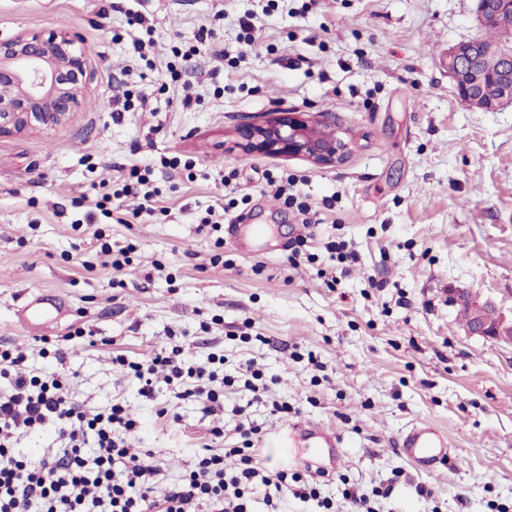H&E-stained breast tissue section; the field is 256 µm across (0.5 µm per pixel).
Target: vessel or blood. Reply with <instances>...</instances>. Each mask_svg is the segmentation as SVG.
<instances>
[{
	"label": "vessel or blood",
	"mask_w": 512,
	"mask_h": 512,
	"mask_svg": "<svg viewBox=\"0 0 512 512\" xmlns=\"http://www.w3.org/2000/svg\"><path fill=\"white\" fill-rule=\"evenodd\" d=\"M67 307L56 294L33 296L18 313L19 321L30 328H40L63 318ZM304 443L303 464L308 470L336 472L342 464L341 437L336 431L311 423L290 425L288 431L270 440L269 446L279 462H287L296 441ZM402 455L424 471L447 465L452 444L436 426L417 422L405 430L397 441Z\"/></svg>",
	"instance_id": "b4317fda"
}]
</instances>
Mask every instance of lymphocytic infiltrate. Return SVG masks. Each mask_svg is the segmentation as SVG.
I'll return each mask as SVG.
<instances>
[{"label":"lymphocytic infiltrate","mask_w":512,"mask_h":512,"mask_svg":"<svg viewBox=\"0 0 512 512\" xmlns=\"http://www.w3.org/2000/svg\"><path fill=\"white\" fill-rule=\"evenodd\" d=\"M153 175L152 167H131L121 189L101 193L86 222L111 217V201L128 195L141 197L142 210L153 211L158 195ZM182 354L175 345L123 366L145 399H153L161 377L169 384L183 383L180 399L197 402L203 414L220 410L233 377H218L204 364H186ZM71 380L68 373L16 376L10 391L0 392V512H200L204 505L210 512H252V494L259 488L268 512H281L290 497L330 512L332 503L322 497L315 479L266 467L253 446L262 428L242 407L235 410L240 446L199 454L163 499L152 498L160 469L151 454H132L125 445L137 421L119 402L103 411L87 408L71 394ZM47 425L55 429L60 448L38 463L25 461L15 451L18 438ZM228 458L235 461L229 469L224 466Z\"/></svg>","instance_id":"lymphocytic-infiltrate-1"}]
</instances>
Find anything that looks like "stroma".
<instances>
[{"label":"stroma","instance_id":"stroma-1","mask_svg":"<svg viewBox=\"0 0 512 512\" xmlns=\"http://www.w3.org/2000/svg\"><path fill=\"white\" fill-rule=\"evenodd\" d=\"M130 8L153 27L142 59ZM204 23L224 59L197 46ZM59 31L86 57L80 108L50 134L0 137V349L23 350L34 374H73L72 394L89 407L123 400L139 423L127 444L152 451L160 495L213 427L223 447L237 444L232 410L251 397L235 381L207 416L172 386L140 397L115 362L179 345L195 362L222 357L232 376L254 361L270 397L336 430L339 476L367 494L390 488L377 512H512V348L466 335L452 301L464 291L512 315V105L466 106L441 62L451 46L491 36L476 0H0V39ZM119 79L149 110L115 111ZM288 110L335 113L357 149L319 168L235 148L239 126ZM173 156L194 160L195 177L161 183L157 212L136 213L129 199L97 226L72 205L95 202L100 184L121 188L130 166ZM228 167L239 171L236 209L265 226L264 242L228 222L219 248L198 229L205 208L225 201ZM281 171L305 177L321 218L296 268L301 221L262 192L265 174ZM100 232L113 248L135 244L122 272L104 266ZM331 238L357 261L330 257ZM29 291L60 295L71 316L28 329L15 308ZM418 421L453 444L439 472L396 446ZM418 484L433 497L417 496Z\"/></svg>","mask_w":512,"mask_h":512}]
</instances>
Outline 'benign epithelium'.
<instances>
[{"mask_svg":"<svg viewBox=\"0 0 512 512\" xmlns=\"http://www.w3.org/2000/svg\"><path fill=\"white\" fill-rule=\"evenodd\" d=\"M484 24L492 14L512 12V0H477ZM67 33L32 35L0 42V136L32 129L49 131L65 123L80 104L86 60ZM445 67L459 99L467 106L494 110L512 104V47L485 39L461 42L448 50ZM497 88L495 100L484 102L485 87ZM236 146L247 152L303 159L316 167L342 163L355 147L351 133L336 125L333 114L279 112L262 124L237 131ZM454 302L469 310L464 327L512 347V318L489 315L483 304L460 293Z\"/></svg>","mask_w":512,"mask_h":512,"instance_id":"7a95c632","label":"benign epithelium"}]
</instances>
